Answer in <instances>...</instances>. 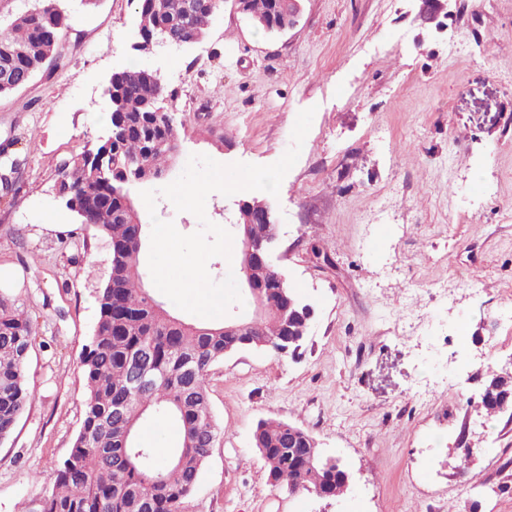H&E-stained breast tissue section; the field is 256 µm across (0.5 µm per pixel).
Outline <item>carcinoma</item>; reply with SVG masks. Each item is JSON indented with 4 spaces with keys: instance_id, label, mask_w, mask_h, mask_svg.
<instances>
[{
    "instance_id": "1",
    "label": "carcinoma",
    "mask_w": 512,
    "mask_h": 512,
    "mask_svg": "<svg viewBox=\"0 0 512 512\" xmlns=\"http://www.w3.org/2000/svg\"><path fill=\"white\" fill-rule=\"evenodd\" d=\"M137 44L145 48L156 27L167 29L173 42L201 40L217 15L205 7L188 13L189 0H133ZM253 21L267 29L277 16L274 0H248ZM68 22L55 0L18 15L0 34V94L27 86L34 76L54 74L66 65L57 40L47 32L50 22ZM115 93L108 98L109 126L124 134L106 149L103 166L79 155L68 169L58 171L74 195L85 205L81 221L96 228L111 249L108 277L97 290L98 315L85 345L81 363L86 393L84 417L72 448L55 472L44 494L40 512H185V502L197 486L210 448L220 434L214 419L207 376L217 362L241 348H256L252 340L265 341L263 350L298 354L310 329L306 302L293 285L288 301L275 300L249 336H226L224 324L198 325L177 318L145 287L143 266L145 229L120 217L116 191L134 177L156 179L173 160L179 130L167 121L163 101L169 91L161 77L136 66L112 73ZM241 224L262 236L266 225L250 207L239 210ZM31 321L0 297V440L10 437L20 417L34 399L26 381L32 348ZM145 357L156 376L153 385L135 391L130 385L131 363ZM123 412L114 413L117 403ZM481 408L489 416L512 407V375H489L482 384ZM173 426L176 439L161 453L143 447L138 432L145 426ZM292 424L265 418L257 422L252 442L267 466L268 476L291 494L315 495L324 484L328 494L342 490L348 470L343 463L328 464L320 448L308 442L299 461L288 463V438L302 439L306 431L290 432Z\"/></svg>"
}]
</instances>
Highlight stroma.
<instances>
[{"instance_id": "35a3bbf8", "label": "stroma", "mask_w": 512, "mask_h": 512, "mask_svg": "<svg viewBox=\"0 0 512 512\" xmlns=\"http://www.w3.org/2000/svg\"><path fill=\"white\" fill-rule=\"evenodd\" d=\"M68 64L0 97V293L33 322L35 399L0 442V512H36L83 419L81 356L109 250L58 195L95 149L113 71H156L180 125L162 188L204 154L269 165L315 108L278 196L280 265L314 310L298 355L242 350L207 376L222 429L187 512H512V415L480 386L512 371V0H302L268 34L224 10L200 43L133 51L132 0H58ZM462 51L448 52L449 41ZM275 417L350 473L336 498L273 486L252 432ZM476 453L457 475L460 442ZM299 0H277V11L279 13V21L274 25L276 33H282L286 30L293 28L299 18L301 5ZM288 3V7H287Z\"/></svg>"}]
</instances>
